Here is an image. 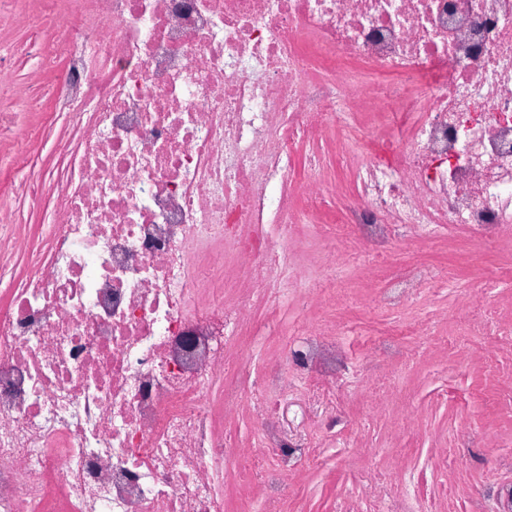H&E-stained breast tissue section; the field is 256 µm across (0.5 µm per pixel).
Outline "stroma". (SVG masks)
<instances>
[{
    "label": "stroma",
    "mask_w": 512,
    "mask_h": 512,
    "mask_svg": "<svg viewBox=\"0 0 512 512\" xmlns=\"http://www.w3.org/2000/svg\"><path fill=\"white\" fill-rule=\"evenodd\" d=\"M67 56L68 49L61 43L50 51H42L41 38L31 23L0 26V65L11 72L17 98L27 97L38 87L50 88ZM31 119L48 122L51 135L33 140L21 132L14 142L0 145V194L12 192L23 170L46 175L57 162L55 142L65 138L67 131L64 118L53 110L51 97H44L39 112L33 113ZM402 250L430 264L456 266L458 275L454 284L436 288L423 299L427 307L445 311L449 325L458 323V309L475 277H482L492 297L512 296V279L499 274L500 269L512 266V235L501 238L490 249L464 227L457 226L442 229L437 239L422 238L403 245ZM397 269V263L384 261L370 283L352 280L349 291L341 295L350 326L347 343L356 354L368 353L376 339L397 326L395 316L375 314L368 306L373 289L383 287ZM481 354L478 347L460 352L461 369L452 374L445 373V359L441 356L413 368L399 382L400 398L415 403L413 429L402 433L399 424L386 419L378 422L372 433L378 446H397L405 461L422 471L425 483L436 480L433 453L444 444L453 415L469 413L477 419L485 442L491 444L496 440L499 415L491 395L501 391L502 386L489 378L474 379L472 368ZM444 383L454 391V399L443 405L433 404L432 390ZM341 454V449L336 447L325 449L323 466L309 470L300 483L292 486L285 512H333L337 493L351 487L350 472Z\"/></svg>",
    "instance_id": "stroma-1"
}]
</instances>
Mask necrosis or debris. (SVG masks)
<instances>
[{
    "instance_id": "4bbe7bcc",
    "label": "necrosis or debris",
    "mask_w": 512,
    "mask_h": 512,
    "mask_svg": "<svg viewBox=\"0 0 512 512\" xmlns=\"http://www.w3.org/2000/svg\"><path fill=\"white\" fill-rule=\"evenodd\" d=\"M70 49L56 109L75 128L47 243L20 280L22 227L0 199V512H224V480L254 487L244 512H283L323 448L380 456L350 434L346 401L378 420L400 374L490 337L487 367L512 377V299L470 295L461 326L419 311L410 350L387 335L354 354L344 321L289 330L247 374L254 308L270 318L335 303L346 267L467 225L512 229V0H78L46 14ZM341 138L355 184L333 199L325 160L301 143ZM303 167L296 207L279 186ZM452 266L406 263L380 289L399 311ZM502 444L460 416L419 473L368 466L335 512H512V394ZM247 411L249 446L225 422Z\"/></svg>"
}]
</instances>
